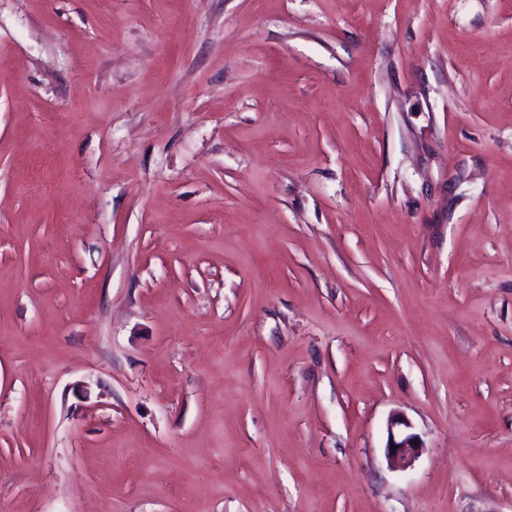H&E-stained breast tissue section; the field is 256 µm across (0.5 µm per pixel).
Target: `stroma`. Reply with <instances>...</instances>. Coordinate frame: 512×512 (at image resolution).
<instances>
[{"label":"stroma","mask_w":512,"mask_h":512,"mask_svg":"<svg viewBox=\"0 0 512 512\" xmlns=\"http://www.w3.org/2000/svg\"><path fill=\"white\" fill-rule=\"evenodd\" d=\"M106 502L512 512V0H0V512ZM411 424L402 414H393L388 423L386 457L390 462L410 465L424 448L421 437L409 432ZM396 446L394 451L391 447Z\"/></svg>","instance_id":"35a3bbf8"}]
</instances>
